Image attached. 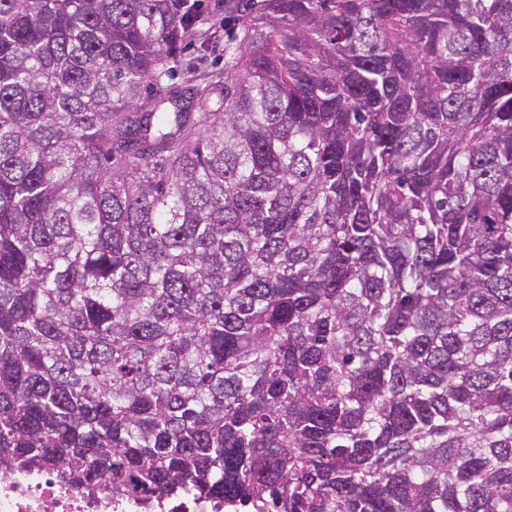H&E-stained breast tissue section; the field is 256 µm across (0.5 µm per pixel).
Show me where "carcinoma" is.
I'll return each mask as SVG.
<instances>
[{
	"mask_svg": "<svg viewBox=\"0 0 512 512\" xmlns=\"http://www.w3.org/2000/svg\"><path fill=\"white\" fill-rule=\"evenodd\" d=\"M0 0V470L249 512H512V0ZM249 0H203L202 16L198 28L209 31L211 40L202 49L199 45L186 48L183 53L188 56L204 55L195 72H178V80H192L202 75L219 74L224 71V17L228 10L236 16H244V9Z\"/></svg>",
	"mask_w": 512,
	"mask_h": 512,
	"instance_id": "obj_1",
	"label": "carcinoma"
}]
</instances>
